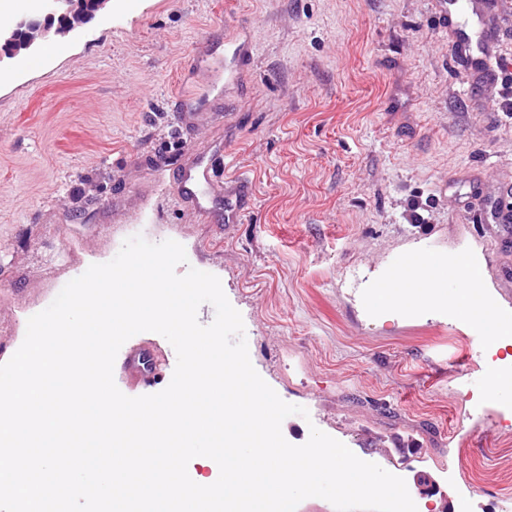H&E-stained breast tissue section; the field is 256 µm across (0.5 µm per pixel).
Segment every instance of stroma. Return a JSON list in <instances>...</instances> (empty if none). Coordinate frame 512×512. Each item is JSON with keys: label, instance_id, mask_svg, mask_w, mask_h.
<instances>
[{"label": "stroma", "instance_id": "35a3bbf8", "mask_svg": "<svg viewBox=\"0 0 512 512\" xmlns=\"http://www.w3.org/2000/svg\"><path fill=\"white\" fill-rule=\"evenodd\" d=\"M442 0H110L68 36L0 63V337L90 265L142 235L185 248L244 322L250 360L311 428L400 471L415 504L512 512V403L482 402L506 350L433 307L382 314L371 285L403 253L475 252L499 314L512 312V250L476 219L512 186V74L476 84L449 64ZM250 31L242 80L183 127L172 101L198 48L228 57ZM223 142L225 185L248 181L237 223L174 202L173 172ZM480 193L469 196L470 182ZM435 483L425 494L419 478Z\"/></svg>", "mask_w": 512, "mask_h": 512}]
</instances>
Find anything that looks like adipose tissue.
Returning a JSON list of instances; mask_svg holds the SVG:
<instances>
[{
  "mask_svg": "<svg viewBox=\"0 0 512 512\" xmlns=\"http://www.w3.org/2000/svg\"><path fill=\"white\" fill-rule=\"evenodd\" d=\"M455 271L463 282L452 297L439 295L431 283L441 271ZM376 309L401 308L411 313L428 309L430 303L446 305L460 311L475 326H483L480 340L489 350L512 346V318L492 315L493 303L487 293L478 258L460 253L441 261L421 253L407 255L394 271L380 280L372 290Z\"/></svg>",
  "mask_w": 512,
  "mask_h": 512,
  "instance_id": "1",
  "label": "adipose tissue"
}]
</instances>
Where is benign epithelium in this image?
<instances>
[{
  "instance_id": "benign-epithelium-1",
  "label": "benign epithelium",
  "mask_w": 512,
  "mask_h": 512,
  "mask_svg": "<svg viewBox=\"0 0 512 512\" xmlns=\"http://www.w3.org/2000/svg\"><path fill=\"white\" fill-rule=\"evenodd\" d=\"M43 19H20L0 29V61L28 51L49 33L67 35L104 11L110 0H45Z\"/></svg>"
}]
</instances>
